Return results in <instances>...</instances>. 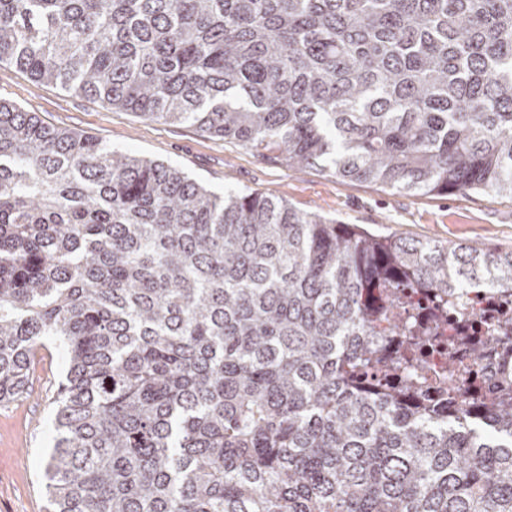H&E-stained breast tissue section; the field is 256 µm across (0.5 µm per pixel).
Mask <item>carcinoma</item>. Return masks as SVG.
Returning a JSON list of instances; mask_svg holds the SVG:
<instances>
[{"instance_id": "carcinoma-1", "label": "carcinoma", "mask_w": 512, "mask_h": 512, "mask_svg": "<svg viewBox=\"0 0 512 512\" xmlns=\"http://www.w3.org/2000/svg\"><path fill=\"white\" fill-rule=\"evenodd\" d=\"M257 156L512 199V0H0V64ZM512 291V250L219 196L0 99V403L63 340L50 512H512V396L422 406L404 283ZM472 348L512 335V312ZM461 364L448 355V391Z\"/></svg>"}]
</instances>
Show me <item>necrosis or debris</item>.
<instances>
[{
    "label": "necrosis or debris",
    "mask_w": 512,
    "mask_h": 512,
    "mask_svg": "<svg viewBox=\"0 0 512 512\" xmlns=\"http://www.w3.org/2000/svg\"><path fill=\"white\" fill-rule=\"evenodd\" d=\"M510 308L512 292L503 289L471 288L461 303L451 305L430 293L409 288L404 290L401 312L406 321L418 324L434 314L441 318L440 338L423 354L420 376L424 398L434 400L439 396L438 384L448 371L447 347L452 341L459 343L458 357L464 363L461 387L475 384L486 389L512 376V358L491 356L476 362L472 360L468 347L471 337L487 335L488 322Z\"/></svg>",
    "instance_id": "obj_1"
}]
</instances>
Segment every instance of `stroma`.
<instances>
[{
    "instance_id": "obj_1",
    "label": "stroma",
    "mask_w": 512,
    "mask_h": 512,
    "mask_svg": "<svg viewBox=\"0 0 512 512\" xmlns=\"http://www.w3.org/2000/svg\"><path fill=\"white\" fill-rule=\"evenodd\" d=\"M0 98L46 123L85 132L112 150L162 160L219 195L248 189L379 235L512 250V200L489 192L412 195L325 171H295L194 128L116 111L91 97L33 81L6 64L0 65ZM41 355L31 376V396L0 404V512H47L44 475L56 437L52 397L68 364L61 340H52Z\"/></svg>"
}]
</instances>
